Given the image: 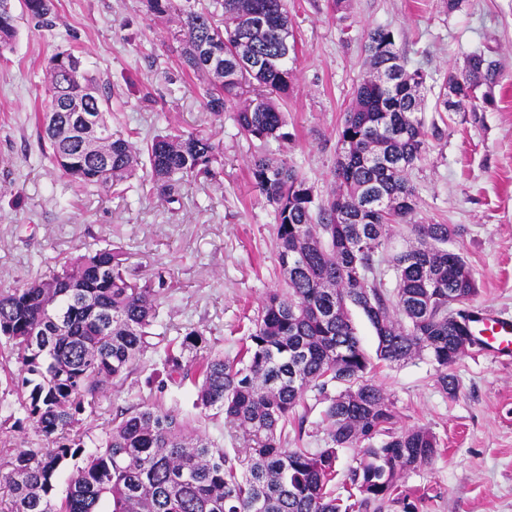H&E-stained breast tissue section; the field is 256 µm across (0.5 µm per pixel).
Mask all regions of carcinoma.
<instances>
[{"instance_id":"1","label":"carcinoma","mask_w":512,"mask_h":512,"mask_svg":"<svg viewBox=\"0 0 512 512\" xmlns=\"http://www.w3.org/2000/svg\"><path fill=\"white\" fill-rule=\"evenodd\" d=\"M143 5L156 18L177 12L181 64L205 78L210 112H232L247 138L288 140L279 103L293 81V58H282L293 36L286 0H213L222 22L200 0ZM20 6L35 25L53 26L55 0ZM18 19L14 0H0V53L12 49ZM364 48L368 71L338 133L340 154L350 156L337 162L339 192L317 202L287 162L266 154L251 160L253 184L274 209L283 284L267 294L234 360L209 354L185 362L184 352L205 343L196 329L158 349L161 292L134 280L127 254L110 244L0 289V337L21 371L39 378L24 379L33 388L20 407L51 442L0 460V512H385L396 504L419 512L421 498H411L400 480L439 454L438 439L424 426L395 430L393 404L372 376L350 308L374 329L379 360L425 352L436 383L454 395L458 382L448 369L474 339L448 298L464 304L478 288L463 254L448 247L456 227L411 223L416 196L408 173L425 144L418 118L425 75L393 68L399 51L383 26L368 30ZM209 49L223 60L209 63ZM500 78L497 61L474 53L448 84L463 98L485 100ZM45 83L38 138L79 186L119 196L118 187L143 171L172 201L173 176H216L222 146L209 134L113 135L99 84L74 50L47 60ZM396 224L410 225L416 243L392 253ZM386 262L397 276L392 291L383 282ZM149 351L159 353L166 380L151 374L146 387L190 381L195 408L223 413L242 447L219 446L202 429L203 415L176 413L150 393L107 423L96 451L82 456L83 439L71 435L79 415ZM310 391L328 402L326 437L315 449L302 446L307 414H297ZM344 448L358 449V458L341 473ZM78 458L65 497L52 504L57 471Z\"/></svg>"}]
</instances>
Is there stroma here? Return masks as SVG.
Masks as SVG:
<instances>
[{"mask_svg":"<svg viewBox=\"0 0 512 512\" xmlns=\"http://www.w3.org/2000/svg\"><path fill=\"white\" fill-rule=\"evenodd\" d=\"M53 30L18 22L11 51L0 57V289L24 283L67 258L106 245L128 252L132 277L165 280L160 343L201 331L206 348L233 359L252 318L280 272L271 206L256 191L250 161L271 154L294 166L316 199L338 185V131L366 69L370 28L391 29L408 67L427 75L423 93L427 148L410 171L417 224H453L452 245L478 285L472 304L512 316V0H288L296 36L292 87L282 103L291 138L263 144L241 135L231 116L213 117L204 78L182 71L175 24L150 19L141 0H55ZM76 47L109 99L113 133L149 134L168 126L212 133L223 146L216 178L180 181L170 203L136 176L122 196L85 192L42 158L35 114L45 105L43 68L59 50ZM500 60L504 76L483 111L470 103L445 110L449 72L470 53ZM351 318L374 357L373 376L394 404L401 429L424 425L442 453L404 479L423 497L424 512H512V359L468 350L451 368L459 389L444 393L427 355L387 364L359 310ZM146 354L114 381L76 432L100 435L118 410L140 403L156 372ZM16 362L0 370V457L46 439L21 410L27 397Z\"/></svg>","mask_w":512,"mask_h":512,"instance_id":"35a3bbf8","label":"stroma"}]
</instances>
